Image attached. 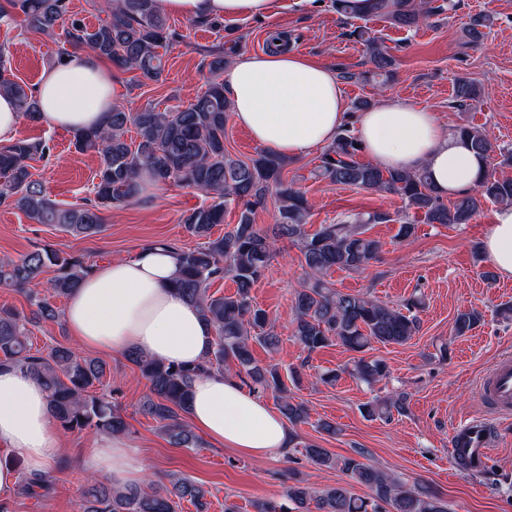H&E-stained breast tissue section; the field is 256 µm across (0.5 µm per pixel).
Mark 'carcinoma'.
<instances>
[{
	"label": "carcinoma",
	"mask_w": 512,
	"mask_h": 512,
	"mask_svg": "<svg viewBox=\"0 0 512 512\" xmlns=\"http://www.w3.org/2000/svg\"><path fill=\"white\" fill-rule=\"evenodd\" d=\"M98 6L107 18L96 27L87 26L73 14L70 0H6V5L0 6V19L9 25L20 17L30 29L46 35L60 28L69 48L90 49L119 69L135 70L146 81H160L166 51L178 34L155 11L153 0H99ZM444 11L445 6H431L427 0H374L370 14L383 16L402 28H413ZM491 23L490 16L475 14L464 28L465 36L474 42ZM350 35L364 47L373 69L359 74L342 69L338 72L341 79H366L370 74L390 72L394 58L378 38L362 26L354 27ZM6 56V47L0 45V92L14 96L21 112L36 119L39 109L31 92L6 76ZM209 71L213 79L208 90L185 106L128 112L115 103L100 127L74 133L75 148L93 151L100 159L93 204L61 208L46 196L40 181L33 178L31 162L50 152L47 142L20 138L0 147V198L12 199L14 206L37 223L56 225L73 236L88 237L101 231L103 210L137 198L143 173L160 183L202 191L214 198L213 203L183 216L187 231L196 237L208 238L216 225L224 223L228 200L242 204L238 223L204 247L185 250L161 242L179 255L177 293L200 309L205 324L213 331L212 347L205 360L186 366L165 364L137 352L126 355L148 383L143 409L171 444L183 448H194L198 443L180 418V413L188 410L192 378L208 371L221 372L228 360L250 380L252 389L275 395L279 411L289 424L298 426L309 419L308 408L288 396L278 367L260 365L253 355L255 343L267 349L278 344L274 324L251 296L277 242L289 239L297 243L307 269L308 280L295 293L293 304L292 336L303 351L312 353L337 343L361 354L352 367L343 371L372 386L385 379L389 369L383 360L365 358L362 353L374 343L403 345L419 330L418 300L410 298L403 309H393L365 294L340 292L324 280L333 269L357 272L377 260L382 244L366 235V225L387 222L388 216L369 213L350 224H322L313 233L305 231L308 203L283 178L288 161L261 150L245 162L224 148V127L231 106L221 81L223 53L213 54ZM455 94L463 107L475 100L478 92L470 81L458 78ZM130 125L139 138L135 146L125 138ZM456 134L488 165L498 157L505 162L512 160V151L497 144L484 128L461 124ZM358 144L350 128L343 127L322 154L318 176L336 185L395 193L427 224H467L486 202L512 205V179L498 178L488 169L475 194L461 196L448 205L432 188L426 170L404 172L364 163L359 160L362 148ZM272 194L280 202L277 223L261 231L253 224L254 208ZM50 267L54 276L45 284L46 294L28 292L32 306L29 317L0 308V365L19 368L42 382L51 415L62 428L124 433L128 423L121 413L111 402L90 392L105 375L104 363L61 345L34 351L28 336V324L58 317L50 298L68 297L92 265L56 249L34 250L17 260H0V286L27 289L39 283ZM226 275L233 280L235 293H209L210 283ZM480 319L474 310L458 312L454 336L467 335ZM406 402L405 395L395 394L367 403L363 412L371 419L388 420L395 412L404 413ZM303 455L319 467L346 474L369 489L368 496H358L342 484L314 490L290 473V484L283 491L289 505L268 502L258 512H382L386 508L389 512H448V503L434 491L421 485L405 486L397 477L363 461L365 454L360 450L353 456H338L308 444L303 446ZM205 496L201 485L177 476L169 477L166 484L149 479L142 486L124 489L92 481L79 512H177L184 500L202 509Z\"/></svg>",
	"instance_id": "1"
}]
</instances>
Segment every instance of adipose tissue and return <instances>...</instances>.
I'll list each match as a JSON object with an SVG mask.
<instances>
[{
    "mask_svg": "<svg viewBox=\"0 0 512 512\" xmlns=\"http://www.w3.org/2000/svg\"><path fill=\"white\" fill-rule=\"evenodd\" d=\"M270 0H154L164 16H263ZM224 89L238 125L260 147L294 158L333 142L354 122L365 152L381 167H427L442 196L469 192L485 164L433 113L406 103H380L357 115L346 112L334 71L285 49L239 57L224 68ZM49 127L84 130L99 125L117 96L112 74L87 50L50 67L33 90ZM483 249L498 274L512 277V205L494 215ZM175 251L144 245L128 258L93 266L68 297L63 319L77 344L113 355L141 352L174 364H197L213 332L198 309L174 290ZM188 417L212 446L264 459L287 451L291 431L266 401L247 392L235 376L211 372L194 378ZM62 454L47 392L14 367L0 369V499L11 498L23 476L52 477ZM85 469L122 488L141 481L146 462L121 435L102 434Z\"/></svg>",
    "mask_w": 512,
    "mask_h": 512,
    "instance_id": "1",
    "label": "adipose tissue"
}]
</instances>
